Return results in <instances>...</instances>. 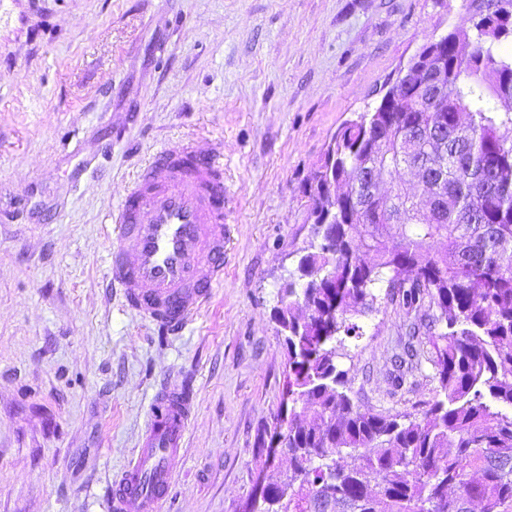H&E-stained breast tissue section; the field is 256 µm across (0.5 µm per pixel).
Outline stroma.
Listing matches in <instances>:
<instances>
[{
	"label": "stroma",
	"mask_w": 512,
	"mask_h": 512,
	"mask_svg": "<svg viewBox=\"0 0 512 512\" xmlns=\"http://www.w3.org/2000/svg\"><path fill=\"white\" fill-rule=\"evenodd\" d=\"M467 0H0V512H108L159 383L196 404L162 512H245L288 356L278 292L317 239L306 187L338 128ZM218 143L224 283L161 338L104 279L105 215L157 149ZM357 317L336 364L361 411L430 401L393 381L400 315Z\"/></svg>",
	"instance_id": "stroma-1"
}]
</instances>
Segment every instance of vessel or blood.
I'll return each instance as SVG.
<instances>
[{"label":"vessel or blood","mask_w":512,"mask_h":512,"mask_svg":"<svg viewBox=\"0 0 512 512\" xmlns=\"http://www.w3.org/2000/svg\"><path fill=\"white\" fill-rule=\"evenodd\" d=\"M227 206L219 149L188 142L156 150L109 214L116 242L106 281L160 335L182 332L221 286ZM193 409L188 389L161 385L139 448L112 482V512H158Z\"/></svg>","instance_id":"b4317fda"}]
</instances>
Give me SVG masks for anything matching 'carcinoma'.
<instances>
[{"label":"carcinoma","mask_w":512,"mask_h":512,"mask_svg":"<svg viewBox=\"0 0 512 512\" xmlns=\"http://www.w3.org/2000/svg\"><path fill=\"white\" fill-rule=\"evenodd\" d=\"M468 9L474 34L424 46L408 81L342 124L309 184L320 242L274 308L291 465L258 512H512V111L492 105L512 100L496 48L512 0ZM382 285L403 313L396 384L422 354L437 382L411 412L361 411L336 364Z\"/></svg>","instance_id":"cac0c4a2"}]
</instances>
